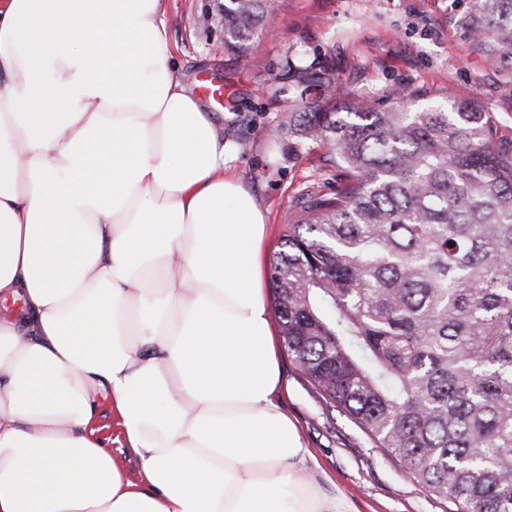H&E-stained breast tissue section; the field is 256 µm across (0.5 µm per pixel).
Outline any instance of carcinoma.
I'll use <instances>...</instances> for the list:
<instances>
[{
	"label": "carcinoma",
	"mask_w": 512,
	"mask_h": 512,
	"mask_svg": "<svg viewBox=\"0 0 512 512\" xmlns=\"http://www.w3.org/2000/svg\"><path fill=\"white\" fill-rule=\"evenodd\" d=\"M273 20L269 0H224V49ZM464 26L512 64V0H476ZM288 78L334 88L336 68ZM405 99L289 101L288 138L339 181L301 194L270 262L280 336L325 409L448 512H512V138L475 96Z\"/></svg>",
	"instance_id": "carcinoma-1"
}]
</instances>
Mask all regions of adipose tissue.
I'll return each instance as SVG.
<instances>
[{
  "mask_svg": "<svg viewBox=\"0 0 512 512\" xmlns=\"http://www.w3.org/2000/svg\"><path fill=\"white\" fill-rule=\"evenodd\" d=\"M165 15L0 0V512H354L303 476L264 210ZM97 424L105 427L101 431V436L105 437V446L112 448V456L124 469L128 478L136 483L142 482L141 463L138 458L127 453L118 416L113 408L111 410L107 401L100 404Z\"/></svg>",
  "mask_w": 512,
  "mask_h": 512,
  "instance_id": "adipose-tissue-1",
  "label": "adipose tissue"
}]
</instances>
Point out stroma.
I'll return each instance as SVG.
<instances>
[{
    "mask_svg": "<svg viewBox=\"0 0 512 512\" xmlns=\"http://www.w3.org/2000/svg\"><path fill=\"white\" fill-rule=\"evenodd\" d=\"M277 26L245 55L224 49V0H167L172 59L185 84L208 78L224 87L208 101L221 126L227 164L259 199L270 224L268 251L281 247L291 207L305 191L329 193L334 167L320 148L295 146L280 126L299 87L285 80L287 61L334 64L336 89L388 105L393 93L412 94L411 110L449 93L475 94L500 134L512 137V69L490 65L466 36L462 18L475 0H272ZM281 404L294 419L323 475L326 494H343L356 512H445L447 505L411 482L345 416L326 413L307 383L280 356ZM101 435L129 479L141 482L138 458L127 453L119 419L108 402L98 412Z\"/></svg>",
    "mask_w": 512,
    "mask_h": 512,
    "instance_id": "35a3bbf8",
    "label": "stroma"
}]
</instances>
